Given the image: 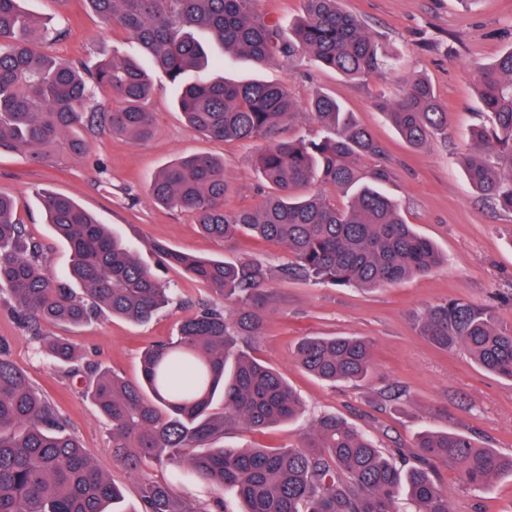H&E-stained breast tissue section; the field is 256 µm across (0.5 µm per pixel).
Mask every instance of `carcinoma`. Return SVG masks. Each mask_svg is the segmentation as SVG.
Here are the masks:
<instances>
[{
	"label": "carcinoma",
	"mask_w": 512,
	"mask_h": 512,
	"mask_svg": "<svg viewBox=\"0 0 512 512\" xmlns=\"http://www.w3.org/2000/svg\"><path fill=\"white\" fill-rule=\"evenodd\" d=\"M24 0H0V153L20 152L37 163L81 156L80 129H107L133 141L155 133L147 107L152 81L131 57H114L85 77L66 60L38 49L46 33ZM119 28L178 89L177 107L203 136L262 141L253 158L267 189L254 208L224 209L230 185L224 161L207 153L179 158L150 180L152 199L187 212L204 235L240 234L278 244L294 262L284 278L384 288L431 273L445 261L435 244L404 222L383 192L394 178L384 146L332 95L318 92L309 116L323 130L317 140L279 138L298 107L285 81L227 83L210 79V45L259 63L310 55L349 78H384L396 62L341 0H303V14L283 39L278 23L257 12L256 0H88ZM476 87L494 127L473 138L505 147L497 160L464 158L476 193L512 212V47L476 65ZM120 101L108 112L87 107L93 90ZM377 108L410 147H425L448 130V111L431 84L408 78ZM324 184L349 196L340 206L315 189ZM41 204L69 247V279L49 274L41 244L26 235L14 201L0 195V295L18 322L38 338L42 326H80L112 315L140 323L174 307L172 289L137 259L121 236L99 223L73 198L44 191ZM164 265L234 304L231 314L205 307L183 318L177 339L142 356V378L95 375L88 388L111 426L113 460L140 476L136 512H227L224 491L240 512H449L436 480L454 466L460 481L479 490L512 477V456L483 448L459 432H423L415 448L424 462L402 470L346 421L325 414L295 447L213 448L229 426L260 432L298 419V395L273 368L249 356L239 342L257 336L264 321V285L270 269L252 260L202 258L155 242ZM420 335L441 349L463 347L486 372L512 381V328L495 308L449 301L417 316ZM47 353L73 374L85 369L74 345L57 337ZM301 367L329 382H362L374 373L371 344L357 336H305L296 350ZM152 461L179 468L207 485L208 501L181 497L175 487L141 475ZM121 486L92 462L77 438L0 345V512H129Z\"/></svg>",
	"instance_id": "cac0c4a2"
}]
</instances>
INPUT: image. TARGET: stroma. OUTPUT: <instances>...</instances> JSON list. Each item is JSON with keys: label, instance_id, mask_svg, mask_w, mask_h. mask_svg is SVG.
<instances>
[{"label": "stroma", "instance_id": "35a3bbf8", "mask_svg": "<svg viewBox=\"0 0 512 512\" xmlns=\"http://www.w3.org/2000/svg\"><path fill=\"white\" fill-rule=\"evenodd\" d=\"M24 7L48 22L42 50L80 67L90 70L98 61L138 52L119 29L93 13L87 0H69L59 18L50 0H26ZM342 7L361 17L371 36L397 57L398 66L386 80L350 79L308 55L268 65L219 50L214 56L221 60L220 70L227 79L288 82L298 113L282 126L280 134L285 138L320 136V128L307 116V104L318 91L335 95L385 146L395 171L386 186L388 194L400 203L406 222L431 239L446 261L431 273L379 290L272 277L265 287L262 332L242 348L288 381L305 413L298 421L262 433L226 429L223 445L294 446L317 417L333 414L372 438L393 460L400 451L410 454L425 430L463 432L479 445L510 455L512 381L485 372L464 349L434 347L417 333L412 316L459 299L494 306L503 325H512V212L479 197L459 165L460 157L474 149L471 129L491 123L482 111L472 66L491 61L512 46V0H343ZM414 74L427 78L448 108L447 138H433L421 150L404 143L374 106L378 93H398L401 79ZM151 78L149 106L156 131L149 141L133 142L98 130L85 133L87 151L77 158L38 164L23 153L0 155V194L16 200L27 235L43 246L48 270L58 277L65 275L71 253L44 222L37 196L41 189L75 199L100 223L122 234L140 262L152 269L157 259L150 245L158 241L200 257L258 260L275 271L289 264L284 248L248 236L230 244L206 237L190 214L152 200L151 176L186 153L223 158L224 175L232 187L225 199L227 209L256 206L261 182L252 164L258 143L205 139L177 111L175 88L167 77L155 70ZM161 277L177 289L179 303L149 322L133 324L100 316L77 328L48 326L44 334L68 337L83 361L138 381L144 347L176 336L180 320L199 307L225 306L222 297L188 279L179 268L162 270ZM307 335L365 338L373 347L372 378L356 385L320 382L295 357L299 339ZM0 343L94 463L124 487L125 506L131 512L138 505L139 481L113 464L111 427L87 397L85 383L69 379L3 302ZM391 385L405 392L406 403L390 401ZM438 479L450 512H512L511 477L493 480L481 494L464 486L452 468L439 469Z\"/></svg>", "mask_w": 512, "mask_h": 512}]
</instances>
